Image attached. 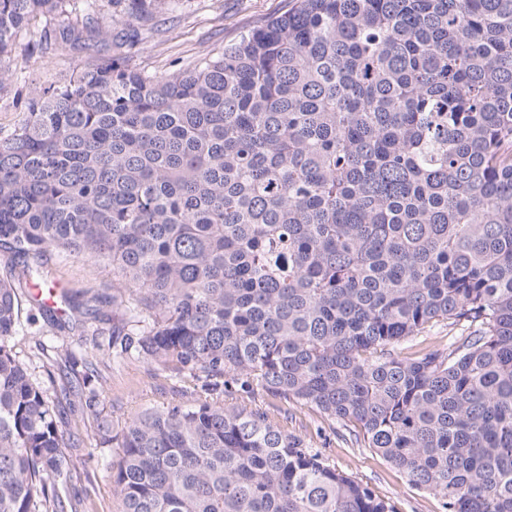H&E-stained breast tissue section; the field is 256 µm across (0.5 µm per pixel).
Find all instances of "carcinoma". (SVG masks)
<instances>
[{"mask_svg":"<svg viewBox=\"0 0 512 512\" xmlns=\"http://www.w3.org/2000/svg\"><path fill=\"white\" fill-rule=\"evenodd\" d=\"M161 2L108 0L112 34L97 0H0V59L37 21L114 48L0 135V512H77L79 440L12 346L52 253L111 265L113 293L51 335L108 322L97 347L201 383L115 436L96 419L121 512H394L224 406L235 386L339 422L447 512H512V0H295L157 76L135 25ZM58 357L54 393L94 411L105 370Z\"/></svg>","mask_w":512,"mask_h":512,"instance_id":"cac0c4a2","label":"carcinoma"}]
</instances>
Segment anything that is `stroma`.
<instances>
[{
    "label": "stroma",
    "mask_w": 512,
    "mask_h": 512,
    "mask_svg": "<svg viewBox=\"0 0 512 512\" xmlns=\"http://www.w3.org/2000/svg\"><path fill=\"white\" fill-rule=\"evenodd\" d=\"M293 0H175L174 9H162L141 29L137 61L152 74L164 75L174 65L192 66L200 58L221 52L248 30L290 9ZM42 27L32 24L19 33L16 48L6 65L12 78L0 90V131L9 132L23 113L22 101L50 83L68 79L91 56L109 54V46L95 44L80 51L64 48L41 50ZM48 284L71 293L92 288L107 293L112 283L111 266L92 265L75 258L51 257L43 268ZM197 381L176 378L134 356L115 360L100 389L98 415L69 412L67 427L80 439L68 449V458L86 462V475L75 480L74 491L82 512H120L112 491V474L118 455L98 445L95 417L106 418L120 431L136 412L173 401H188ZM286 432L319 450L329 465L345 473L375 495L389 500L396 512H446L443 499L409 484L406 476L382 456L350 441L347 431L336 428L322 414L308 407L273 397L258 398Z\"/></svg>",
    "instance_id": "1"
}]
</instances>
